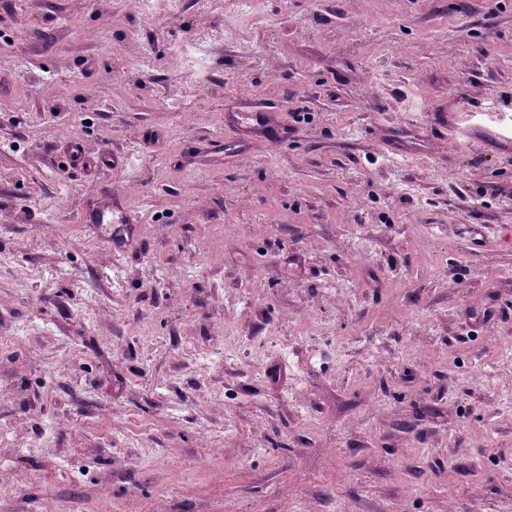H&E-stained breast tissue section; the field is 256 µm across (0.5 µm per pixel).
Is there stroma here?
Here are the masks:
<instances>
[{
  "label": "stroma",
  "mask_w": 512,
  "mask_h": 512,
  "mask_svg": "<svg viewBox=\"0 0 512 512\" xmlns=\"http://www.w3.org/2000/svg\"><path fill=\"white\" fill-rule=\"evenodd\" d=\"M230 15L0 0V512H512V0ZM215 35L211 32L198 33L197 36L185 44H178L172 47L169 53V60L175 64L183 63L190 54L198 59H203L208 52L211 41Z\"/></svg>",
  "instance_id": "obj_1"
}]
</instances>
